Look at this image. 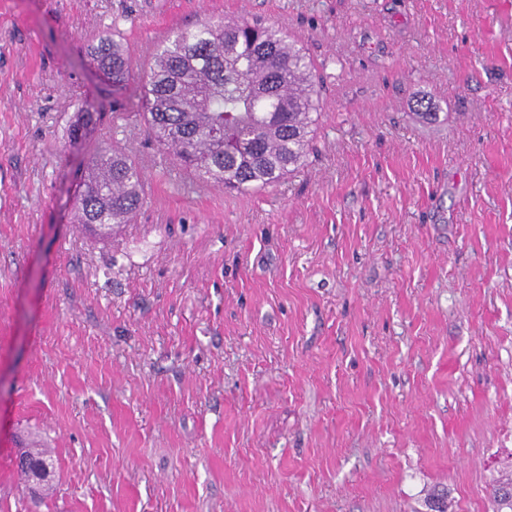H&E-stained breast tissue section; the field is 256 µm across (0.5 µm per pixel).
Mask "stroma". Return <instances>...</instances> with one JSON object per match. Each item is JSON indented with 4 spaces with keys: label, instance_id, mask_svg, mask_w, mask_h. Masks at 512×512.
<instances>
[{
    "label": "stroma",
    "instance_id": "1",
    "mask_svg": "<svg viewBox=\"0 0 512 512\" xmlns=\"http://www.w3.org/2000/svg\"><path fill=\"white\" fill-rule=\"evenodd\" d=\"M210 15L282 26L321 82L315 151L260 193L181 183L132 101L158 31ZM114 141L146 200L102 240L71 211ZM30 432L38 512H426L438 486L493 512L512 0H0V512L27 510ZM90 55L98 69L112 79L114 87L121 89L127 85L132 77L131 60L119 44L101 40L91 47ZM41 445L35 441H31L28 448H21L20 458L25 459L28 464V471L24 468L20 470L27 483L29 493L34 501L38 500L46 490H49V480L46 479L42 483L34 484L31 480V465H39L43 467L54 468V459L49 448H41Z\"/></svg>",
    "mask_w": 512,
    "mask_h": 512
}]
</instances>
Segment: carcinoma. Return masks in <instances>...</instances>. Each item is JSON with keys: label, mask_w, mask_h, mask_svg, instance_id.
Wrapping results in <instances>:
<instances>
[{"label": "carcinoma", "mask_w": 512, "mask_h": 512, "mask_svg": "<svg viewBox=\"0 0 512 512\" xmlns=\"http://www.w3.org/2000/svg\"><path fill=\"white\" fill-rule=\"evenodd\" d=\"M98 69L123 88L131 60L115 42L91 47ZM150 138L191 181L238 193L273 187L312 150L319 95L303 46L273 24L208 17L155 45L139 86ZM144 204L136 159L119 146L88 155L74 223L100 237ZM28 465L54 467L50 449H21ZM494 512H512V470L492 485Z\"/></svg>", "instance_id": "carcinoma-1"}]
</instances>
